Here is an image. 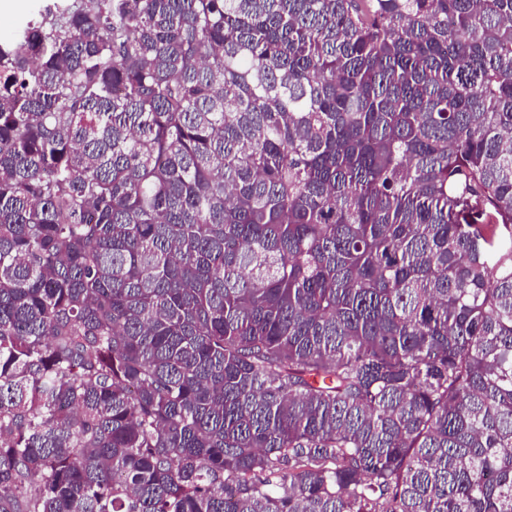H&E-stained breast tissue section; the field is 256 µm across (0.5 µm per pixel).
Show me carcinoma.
<instances>
[{
  "instance_id": "obj_1",
  "label": "carcinoma",
  "mask_w": 512,
  "mask_h": 512,
  "mask_svg": "<svg viewBox=\"0 0 512 512\" xmlns=\"http://www.w3.org/2000/svg\"><path fill=\"white\" fill-rule=\"evenodd\" d=\"M0 512H512V0L0 40Z\"/></svg>"
}]
</instances>
